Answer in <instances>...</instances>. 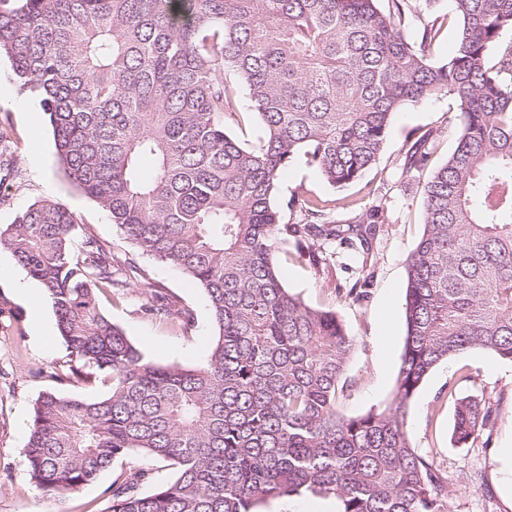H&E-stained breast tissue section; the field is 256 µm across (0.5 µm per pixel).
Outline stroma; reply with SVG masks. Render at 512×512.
Listing matches in <instances>:
<instances>
[{
	"label": "stroma",
	"instance_id": "35a3bbf8",
	"mask_svg": "<svg viewBox=\"0 0 512 512\" xmlns=\"http://www.w3.org/2000/svg\"><path fill=\"white\" fill-rule=\"evenodd\" d=\"M435 144L427 168L408 170L406 152L421 135ZM457 121L452 99H426L393 120L376 162L360 182L343 188L325 183L312 169L289 166L279 182V200L298 190L324 200L343 198L346 209L330 211L342 222L357 210L377 209V232L367 250L333 242L325 264L297 258L294 243H279L275 259L283 282L308 306L338 313L357 346L339 398L341 410L361 414L385 406L392 397L400 364L407 256L424 232L423 186L432 168L444 164L455 147ZM52 200L76 217V243L99 240L112 254L120 285L101 295V310L148 357L178 366L202 365L216 332L208 299L179 270L138 254L120 234L109 213L67 178L52 129L38 98L20 92L7 55H0V228L34 203ZM371 286L358 301L344 293L357 279ZM37 282L13 255L0 249V512H107L108 489L119 473L149 467L140 487L147 493L171 481L173 470L160 460L117 459L92 483L65 495L43 492L28 474L25 444L32 409L46 391L85 400L107 388L99 382L63 384L56 373L70 361L52 306H45V336L35 334L27 300L18 284ZM189 312V328L151 313L156 300ZM473 395L491 403L490 430L463 447L453 445L451 429L457 399ZM412 446L448 479V512H512V362L472 350L437 365L418 389L407 421Z\"/></svg>",
	"mask_w": 512,
	"mask_h": 512
}]
</instances>
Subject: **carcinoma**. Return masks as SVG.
<instances>
[{"label":"carcinoma","instance_id":"1","mask_svg":"<svg viewBox=\"0 0 512 512\" xmlns=\"http://www.w3.org/2000/svg\"><path fill=\"white\" fill-rule=\"evenodd\" d=\"M386 2L0 0V53L47 112L67 177L141 253L204 290L217 329L204 364L156 363L100 310L112 257L90 237L73 249L67 207L42 201L0 229L50 298L75 361L61 381L108 386L36 399L25 456L40 489L76 490L139 454L175 477L140 493L146 471H129L108 488L110 512H257L304 491L340 512H448V478L412 447L407 419L438 364L471 350L512 361V44L491 56L512 0H448L446 60L441 27L423 21L440 0ZM240 87L242 116L263 127L255 143L224 123ZM439 94L459 133L424 186L394 395L347 415L337 397L356 337L285 288L274 252L291 237L317 265L318 243L364 248L374 213L331 224L321 198L279 202V178L302 162L335 188L358 181L396 114ZM430 154L418 139L409 168ZM285 208L304 221L283 223ZM493 422L465 397L452 439L464 447Z\"/></svg>","mask_w":512,"mask_h":512}]
</instances>
